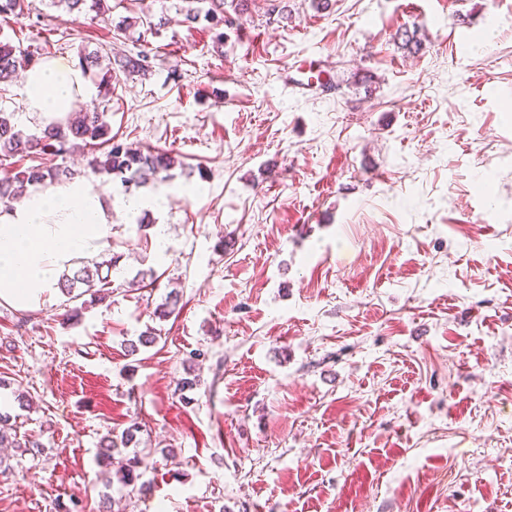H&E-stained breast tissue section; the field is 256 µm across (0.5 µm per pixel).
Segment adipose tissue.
Masks as SVG:
<instances>
[{
    "instance_id": "ef3b65f1",
    "label": "adipose tissue",
    "mask_w": 512,
    "mask_h": 512,
    "mask_svg": "<svg viewBox=\"0 0 512 512\" xmlns=\"http://www.w3.org/2000/svg\"><path fill=\"white\" fill-rule=\"evenodd\" d=\"M89 92L81 67L47 61L25 72L27 113L43 120L69 112ZM112 203L76 178L28 193L0 213V301L29 311L52 302L74 260L94 258L112 240Z\"/></svg>"
}]
</instances>
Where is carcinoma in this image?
<instances>
[{
    "instance_id": "obj_1",
    "label": "carcinoma",
    "mask_w": 512,
    "mask_h": 512,
    "mask_svg": "<svg viewBox=\"0 0 512 512\" xmlns=\"http://www.w3.org/2000/svg\"><path fill=\"white\" fill-rule=\"evenodd\" d=\"M71 11H77L92 18L104 19L112 13V0H59ZM186 6L184 22L193 24L200 17L207 18L214 27L224 24V0H183ZM27 0H0V17L19 15L28 10ZM43 58V48L33 50L23 49L11 41H0V86H6L17 77L19 72L39 62ZM93 63L101 67L99 86L104 88L102 101L93 109L75 114L67 120L52 122L45 125L39 132L25 133L14 121V113L0 110V166L9 159L17 156L37 157L49 153L55 157L66 159L67 155L89 149L100 154L93 155L88 161V167L94 174L116 175L121 178L123 185L136 184L151 175L159 177L174 167L175 157L167 151H144L131 144L114 140L110 136V128L106 121L107 111L112 101V74L118 72L125 79L144 78L152 68L150 54L139 51L136 54L125 55L117 61H112V44L101 43L92 52L80 57V66ZM70 175L66 168H44L38 165L16 167L12 175L0 178V206L8 209L17 201L29 186L43 185L46 182H56ZM122 255L109 252L102 261L94 263V270L82 268L72 277L62 276L60 288L65 291L73 302L81 301V306L68 310L67 319L72 320L81 313V308L87 305L83 300L85 292H75L76 284H84L91 288L94 283L106 288L111 284L112 270L119 265ZM138 422H132L124 429L120 437L109 433L100 441L98 452L99 462L107 467L112 466L114 452L119 447H128L140 432ZM1 448H28L32 455L41 452L42 444L33 441H20L17 435L0 428ZM143 460L138 457L128 458L121 463L120 480L128 493L146 496L149 487L139 482L138 469Z\"/></svg>"
}]
</instances>
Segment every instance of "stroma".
Masks as SVG:
<instances>
[{"label":"stroma","mask_w":512,"mask_h":512,"mask_svg":"<svg viewBox=\"0 0 512 512\" xmlns=\"http://www.w3.org/2000/svg\"><path fill=\"white\" fill-rule=\"evenodd\" d=\"M29 3L0 39L64 64L136 47ZM283 3L225 7L218 47L182 0H112L162 23L151 74L112 83V134L180 164L128 191L147 216L115 211L102 303H0V415L44 446L6 449L0 512H512V0ZM317 58L333 89L293 88ZM133 420L144 498L96 462Z\"/></svg>","instance_id":"35a3bbf8"}]
</instances>
